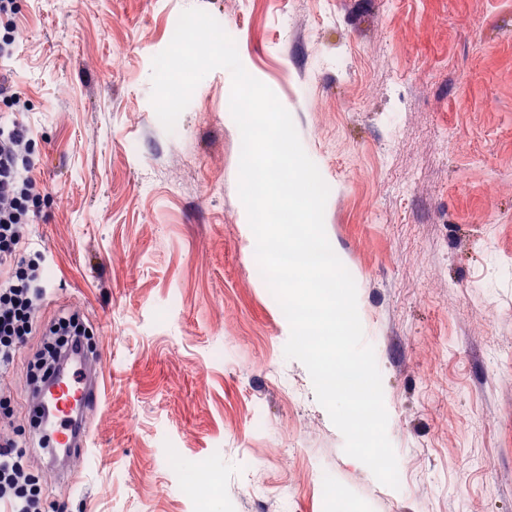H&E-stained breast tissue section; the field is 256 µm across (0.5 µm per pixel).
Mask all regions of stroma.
<instances>
[{
  "mask_svg": "<svg viewBox=\"0 0 512 512\" xmlns=\"http://www.w3.org/2000/svg\"><path fill=\"white\" fill-rule=\"evenodd\" d=\"M6 62L47 195L31 243L38 313L76 312L105 362L94 448L68 512H512V0H18ZM233 29L330 189L328 240L352 275L382 376L398 488L344 451L264 280L238 196L229 70L174 131L152 60L182 11ZM29 336L0 397L29 428ZM218 477L209 507L169 464ZM341 494L326 499L324 480Z\"/></svg>",
  "mask_w": 512,
  "mask_h": 512,
  "instance_id": "1",
  "label": "stroma"
}]
</instances>
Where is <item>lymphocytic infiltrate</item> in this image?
Here are the masks:
<instances>
[{"mask_svg": "<svg viewBox=\"0 0 512 512\" xmlns=\"http://www.w3.org/2000/svg\"><path fill=\"white\" fill-rule=\"evenodd\" d=\"M32 139L21 124L0 123V379L39 327L48 269L32 257L29 226L45 198L34 174ZM28 441L0 432V512H65L47 504L25 463Z\"/></svg>", "mask_w": 512, "mask_h": 512, "instance_id": "obj_1", "label": "lymphocytic infiltrate"}]
</instances>
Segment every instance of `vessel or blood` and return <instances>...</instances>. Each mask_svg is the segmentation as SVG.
Instances as JSON below:
<instances>
[{"mask_svg":"<svg viewBox=\"0 0 512 512\" xmlns=\"http://www.w3.org/2000/svg\"><path fill=\"white\" fill-rule=\"evenodd\" d=\"M103 380L101 356L88 357L78 351L37 395L39 409L50 419L49 439L53 447L63 449L66 458L82 459L89 452L87 413L100 401Z\"/></svg>","mask_w":512,"mask_h":512,"instance_id":"obj_1","label":"vessel or blood"}]
</instances>
